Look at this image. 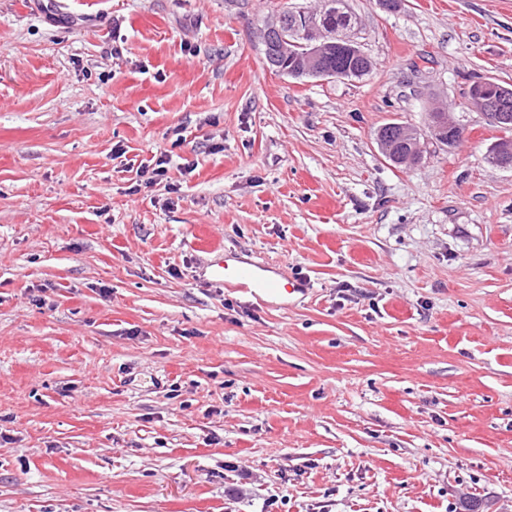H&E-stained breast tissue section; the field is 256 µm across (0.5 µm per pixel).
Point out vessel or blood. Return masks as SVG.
Masks as SVG:
<instances>
[{
  "instance_id": "b4317fda",
  "label": "vessel or blood",
  "mask_w": 512,
  "mask_h": 512,
  "mask_svg": "<svg viewBox=\"0 0 512 512\" xmlns=\"http://www.w3.org/2000/svg\"><path fill=\"white\" fill-rule=\"evenodd\" d=\"M209 277L224 286L254 296L264 295L278 299L287 295L305 292V284L298 281L281 282L265 275L264 265L248 263L245 265L228 264L223 254H216L209 262Z\"/></svg>"
}]
</instances>
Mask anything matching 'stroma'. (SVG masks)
<instances>
[{
  "label": "stroma",
  "instance_id": "35a3bbf8",
  "mask_svg": "<svg viewBox=\"0 0 512 512\" xmlns=\"http://www.w3.org/2000/svg\"><path fill=\"white\" fill-rule=\"evenodd\" d=\"M316 3L0 0V512H512V170L467 99L512 0H349L368 76L269 69ZM275 33L279 34L280 40H281V50L285 53H288V56H281V54L275 49L273 50L275 63L280 68H288L289 71L297 73V75H294L292 77L294 78H301L304 76H301L298 74V70L301 66L300 56L298 50H300V47L297 45H292L294 49L288 50V38L285 36L287 34V31H285V25L282 21L281 14H276L270 19H268L266 27L264 28V38H263V47L264 45L271 42V37L275 36ZM291 43V42H290ZM297 48V49H296ZM265 50V47H264ZM288 70H280L279 73L283 75H291V73L288 72ZM152 160L153 159H150L144 163L141 161V163L136 168V175L139 177H144L150 174V176L147 178L149 183L162 181L165 179L168 173L167 165L170 163L169 156H160L151 164ZM208 276L215 282L224 284L226 287H233L241 292L250 293L257 297L265 295L269 298L278 299L286 294L304 293L307 286L300 281H288L283 284L280 280L270 278L262 272H269V266L246 263L245 265H230L224 261V256L217 253L209 262Z\"/></svg>",
  "mask_w": 512,
  "mask_h": 512
}]
</instances>
